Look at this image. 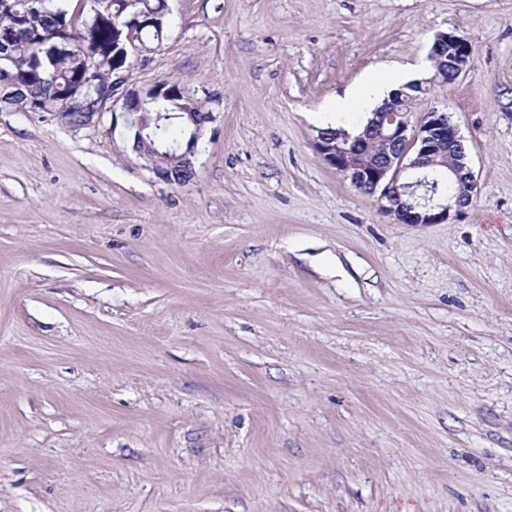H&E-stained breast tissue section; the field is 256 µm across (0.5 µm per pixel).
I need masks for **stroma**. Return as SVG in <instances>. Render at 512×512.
<instances>
[{
	"mask_svg": "<svg viewBox=\"0 0 512 512\" xmlns=\"http://www.w3.org/2000/svg\"><path fill=\"white\" fill-rule=\"evenodd\" d=\"M169 6L129 85L212 112L189 182L122 113L0 109V512H512V0ZM372 73L430 81L461 215L394 223L314 151ZM448 45L455 47V51L453 53H452V50L450 49V47H448ZM436 52L444 53L445 55H447L448 59H449L450 55L452 54L450 63H451V67L454 70L449 65H448V70H447V67L442 68L440 70V76H441V80H440L439 73L435 72L436 71V62H435V58L432 56L433 68H434L435 73H434L433 77L430 79L431 83H435V82L441 83V81L443 82V84H448V85L455 83L456 80L462 74H464L466 72L467 67L469 65L471 52H472L470 44L464 38L456 35L455 33H448V32L447 33H439L436 35V38L431 47L430 53L433 54L434 56H437ZM448 59H447V62H448ZM430 81L429 82H414V85L420 86L421 88H423L424 86L426 87V85H424V83H430Z\"/></svg>",
	"mask_w": 512,
	"mask_h": 512,
	"instance_id": "stroma-1",
	"label": "stroma"
}]
</instances>
